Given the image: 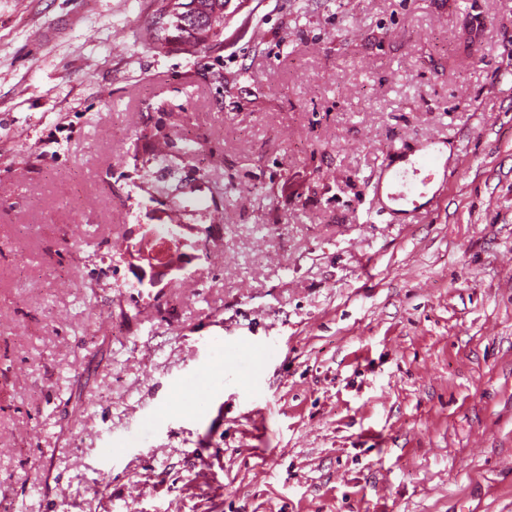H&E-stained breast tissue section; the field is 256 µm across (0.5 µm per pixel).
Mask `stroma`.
Segmentation results:
<instances>
[{
    "instance_id": "obj_1",
    "label": "stroma",
    "mask_w": 512,
    "mask_h": 512,
    "mask_svg": "<svg viewBox=\"0 0 512 512\" xmlns=\"http://www.w3.org/2000/svg\"><path fill=\"white\" fill-rule=\"evenodd\" d=\"M151 11L0 0V503L512 512V0H229L195 56ZM433 138L399 220L381 162ZM171 182L224 234L138 288ZM243 344L258 401L212 389Z\"/></svg>"
}]
</instances>
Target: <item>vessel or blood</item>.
<instances>
[{
    "label": "vessel or blood",
    "instance_id": "vessel-or-blood-1",
    "mask_svg": "<svg viewBox=\"0 0 512 512\" xmlns=\"http://www.w3.org/2000/svg\"><path fill=\"white\" fill-rule=\"evenodd\" d=\"M440 153V148L432 145L418 154L400 152L384 159L376 192L385 195L390 211L411 216L421 209L423 199L433 194Z\"/></svg>",
    "mask_w": 512,
    "mask_h": 512
}]
</instances>
